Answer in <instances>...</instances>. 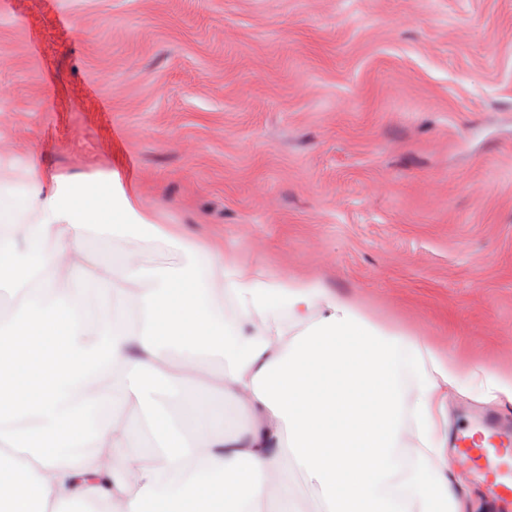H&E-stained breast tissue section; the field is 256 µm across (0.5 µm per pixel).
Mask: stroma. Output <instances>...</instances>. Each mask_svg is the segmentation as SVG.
<instances>
[{
	"label": "stroma",
	"mask_w": 512,
	"mask_h": 512,
	"mask_svg": "<svg viewBox=\"0 0 512 512\" xmlns=\"http://www.w3.org/2000/svg\"><path fill=\"white\" fill-rule=\"evenodd\" d=\"M1 85L0 170L116 173L153 223L512 379V0H0ZM510 403L449 387L448 440Z\"/></svg>",
	"instance_id": "obj_1"
}]
</instances>
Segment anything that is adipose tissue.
Returning <instances> with one entry per match:
<instances>
[{
  "instance_id": "ef3b65f1",
  "label": "adipose tissue",
  "mask_w": 512,
  "mask_h": 512,
  "mask_svg": "<svg viewBox=\"0 0 512 512\" xmlns=\"http://www.w3.org/2000/svg\"><path fill=\"white\" fill-rule=\"evenodd\" d=\"M21 177L0 212V284L14 298L0 318V512H298L292 470L325 512H470L440 424L460 376L422 337L320 279L246 271L151 223L112 175ZM139 229L193 269L131 256L87 272L89 236ZM228 403L247 420L230 434ZM133 411L150 412L156 441L139 454Z\"/></svg>"
}]
</instances>
